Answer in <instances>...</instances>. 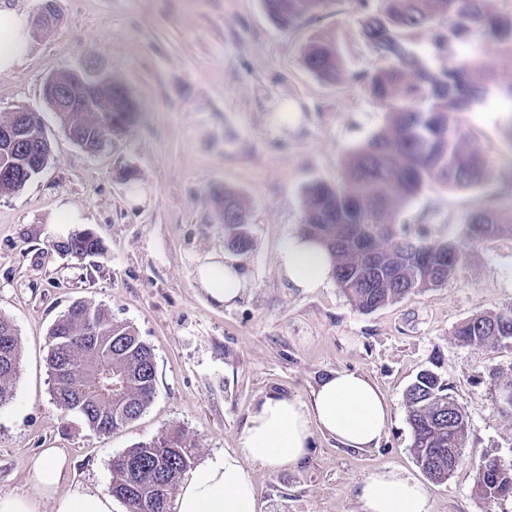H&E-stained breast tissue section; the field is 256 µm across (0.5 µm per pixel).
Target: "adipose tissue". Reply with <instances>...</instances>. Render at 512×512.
Returning a JSON list of instances; mask_svg holds the SVG:
<instances>
[{
	"label": "adipose tissue",
	"instance_id": "1",
	"mask_svg": "<svg viewBox=\"0 0 512 512\" xmlns=\"http://www.w3.org/2000/svg\"><path fill=\"white\" fill-rule=\"evenodd\" d=\"M30 45L28 14L18 8L0 9V72L16 70ZM280 271L304 291L323 287L332 277L327 252L317 243L293 236L280 255ZM199 284L219 304L240 298L247 280L235 257L208 262L199 269ZM390 405L378 386L357 372H329L308 400L270 395L251 412L238 436L237 453L196 468L180 483L176 512H255V493L243 466L251 461L271 469L304 461L313 431H321L346 448L375 447L385 433ZM26 489L0 492V512H115L112 495L93 491L73 478L74 466L59 449L46 448L26 461ZM361 512H432L425 487L408 473L383 466L360 484Z\"/></svg>",
	"mask_w": 512,
	"mask_h": 512
}]
</instances>
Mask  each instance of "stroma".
Returning a JSON list of instances; mask_svg holds the SVG:
<instances>
[{"instance_id": "1", "label": "stroma", "mask_w": 512, "mask_h": 512, "mask_svg": "<svg viewBox=\"0 0 512 512\" xmlns=\"http://www.w3.org/2000/svg\"><path fill=\"white\" fill-rule=\"evenodd\" d=\"M58 19L32 39L21 67L0 73V114L37 112L51 144L46 167L23 190L0 196V314L22 343L11 403L0 407V491L24 485L25 461L63 449L83 485L109 492L112 459L171 425L183 428L196 462L234 451L248 417L267 395L307 400L324 375L357 371L391 405L377 447L350 450L314 433L305 461L280 470L245 462L255 512H359L357 488L381 466L420 476L412 452L405 392L425 369L447 380L469 423L463 462L447 482L427 483L433 512H512V500L474 497V466L494 456L512 466V413L482 383L512 373V349L460 345L457 323L512 308V236L475 242L464 218L503 199L512 150L503 129L512 100L489 94L459 121L486 158L479 189L438 185L400 208L410 231L452 241L468 260L455 278L363 314L335 282L291 287L279 256L301 222L311 181L342 180L347 156L386 122L366 78L387 66L361 33L353 0L293 30L280 28L261 0H55ZM314 38L332 42L342 77L322 82L303 63ZM432 70L448 57L495 58L479 38L436 54L426 34L401 33ZM95 63L121 83L138 122L86 152L64 133L44 98L46 80ZM230 186L250 214L253 249L241 256L248 278L235 304L214 303L198 285L201 264L224 259V225L211 192ZM78 206L104 255L82 261L53 241L72 232L46 218ZM108 308L133 324L155 356L156 393L143 414L100 436L51 393L46 358L53 322L75 300Z\"/></svg>"}]
</instances>
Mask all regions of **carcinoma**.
I'll return each instance as SVG.
<instances>
[{
	"instance_id": "cac0c4a2",
	"label": "carcinoma",
	"mask_w": 512,
	"mask_h": 512,
	"mask_svg": "<svg viewBox=\"0 0 512 512\" xmlns=\"http://www.w3.org/2000/svg\"><path fill=\"white\" fill-rule=\"evenodd\" d=\"M367 43L389 65L367 77L371 95L384 108L386 124L348 158L342 182L320 181L302 190L299 233L319 242L334 261V277L349 304L361 313L400 301L414 292L441 286L464 259L446 240L429 241L399 222L400 205L429 184L475 189L485 184L483 155L471 148L458 116L495 90L512 99V82L501 84V62H512V16L496 13L491 0H354ZM329 0H263L269 16L292 28L320 12ZM400 29L423 30L448 63L427 68L398 39ZM489 37L501 57L468 60L448 54L453 44ZM305 66L327 83L341 78L335 48L310 42ZM69 91L71 111L58 116L65 133L92 149L101 146L112 123L127 127L138 116L134 101L114 82L82 84L74 73L56 76ZM0 194L22 190L32 179V157L45 161L51 148L35 112L0 116ZM213 199L224 221V248L239 255L252 250L247 204L231 187ZM466 234L473 241L512 235L495 207L469 214ZM52 247L78 260L101 256L105 247L90 229L75 230ZM456 340L475 348H512V309L480 313L454 328ZM47 368L57 405L77 414L98 434H109L137 419L153 401L156 370L151 347L136 328L84 300L74 302L49 331ZM20 371V339L0 315V407L14 397ZM411 448L417 465L433 482L448 480L463 462L468 419L436 372L421 371L406 394ZM195 462L194 445L180 428L140 442L112 460L113 495L126 512H170L169 503L183 473ZM472 494L487 502L512 499V467L496 458L475 466Z\"/></svg>"
}]
</instances>
